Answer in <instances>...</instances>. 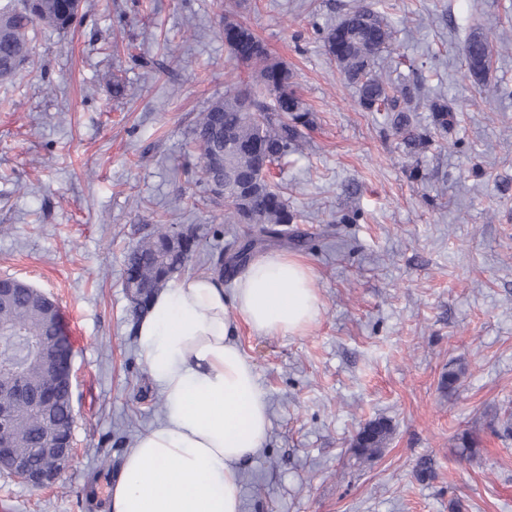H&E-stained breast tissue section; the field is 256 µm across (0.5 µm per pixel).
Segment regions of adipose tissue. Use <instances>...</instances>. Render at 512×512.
Wrapping results in <instances>:
<instances>
[{"label":"adipose tissue","instance_id":"1","mask_svg":"<svg viewBox=\"0 0 512 512\" xmlns=\"http://www.w3.org/2000/svg\"><path fill=\"white\" fill-rule=\"evenodd\" d=\"M318 317L311 268L282 253L255 259L231 289L200 272L155 295L137 336L163 410L127 451L111 512H240L238 465L262 448L270 419L238 325L291 336Z\"/></svg>","mask_w":512,"mask_h":512}]
</instances>
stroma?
I'll list each match as a JSON object with an SVG mask.
<instances>
[{
  "instance_id": "35a3bbf8",
  "label": "stroma",
  "mask_w": 512,
  "mask_h": 512,
  "mask_svg": "<svg viewBox=\"0 0 512 512\" xmlns=\"http://www.w3.org/2000/svg\"><path fill=\"white\" fill-rule=\"evenodd\" d=\"M371 2L393 27L391 59L460 107L416 160L324 51L320 30L353 0H241L237 13L313 110L305 146L269 176L298 216L287 252L312 268L320 303L298 336L238 328L271 422L240 468L241 512H512V0ZM229 3L81 0L71 28L35 27L31 60L0 83V277L75 312L83 338L71 347L76 455L50 490L0 474V512H110L102 477L117 479L162 409L122 287L151 224L200 229L193 273L208 270L206 251L246 242L223 208L178 201L194 190L197 113L250 80L220 35ZM473 24L491 36L501 94L466 76ZM375 419L389 444L356 464L351 442ZM467 430L481 440L473 461L455 452Z\"/></svg>"
}]
</instances>
